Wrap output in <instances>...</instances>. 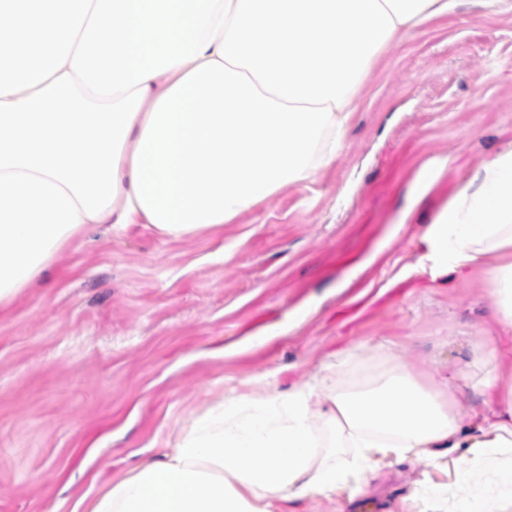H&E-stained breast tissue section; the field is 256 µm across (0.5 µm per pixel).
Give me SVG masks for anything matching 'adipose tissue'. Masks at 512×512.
<instances>
[{
    "label": "adipose tissue",
    "instance_id": "ef3b65f1",
    "mask_svg": "<svg viewBox=\"0 0 512 512\" xmlns=\"http://www.w3.org/2000/svg\"><path fill=\"white\" fill-rule=\"evenodd\" d=\"M461 0H0V306L99 224L177 240L307 181L342 146L391 42ZM432 278L482 269L512 334V149L483 165L423 234ZM331 362L285 392L241 394L92 512H273L354 498L413 457L445 468L416 497L442 512H512V348L482 357V412L452 377L397 364L349 391ZM329 432L319 441L315 423ZM352 451L346 466L336 451ZM499 480L482 481L487 470Z\"/></svg>",
    "mask_w": 512,
    "mask_h": 512
}]
</instances>
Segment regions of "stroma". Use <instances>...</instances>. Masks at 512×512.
<instances>
[{"instance_id": "obj_1", "label": "stroma", "mask_w": 512, "mask_h": 512, "mask_svg": "<svg viewBox=\"0 0 512 512\" xmlns=\"http://www.w3.org/2000/svg\"><path fill=\"white\" fill-rule=\"evenodd\" d=\"M334 159L228 224L177 240L101 225L0 309V512H88L110 483L173 448L235 394L287 390L332 355L468 372L499 336L480 270L432 279L423 233L477 169L512 147V13L472 0L395 42L359 92ZM446 159L432 191L414 178ZM350 374L343 386L354 382ZM425 462L380 469L355 498L277 512H438L413 497Z\"/></svg>"}]
</instances>
